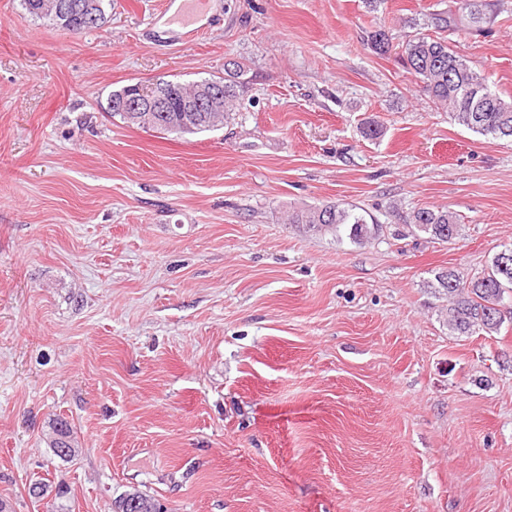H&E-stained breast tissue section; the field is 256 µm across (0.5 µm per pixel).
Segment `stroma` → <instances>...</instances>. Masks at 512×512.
I'll list each match as a JSON object with an SVG mask.
<instances>
[{
  "mask_svg": "<svg viewBox=\"0 0 512 512\" xmlns=\"http://www.w3.org/2000/svg\"><path fill=\"white\" fill-rule=\"evenodd\" d=\"M162 3L112 0L72 34L0 0V503L48 512L62 485L64 512L133 491L167 512H512V322L452 335L431 288L512 244V142L459 126L362 42L449 0H212L192 44ZM501 4L457 50L512 95ZM231 58L252 84L219 129L107 109ZM326 203L381 235L284 221ZM424 206L457 215L452 243L400 225Z\"/></svg>",
  "mask_w": 512,
  "mask_h": 512,
  "instance_id": "obj_1",
  "label": "stroma"
}]
</instances>
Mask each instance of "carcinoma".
Masks as SVG:
<instances>
[{
    "mask_svg": "<svg viewBox=\"0 0 512 512\" xmlns=\"http://www.w3.org/2000/svg\"><path fill=\"white\" fill-rule=\"evenodd\" d=\"M500 13L495 0H456L446 10L427 16L430 36L418 32L401 39L381 26L366 33V44L375 53L387 55L397 51L404 69L415 78L419 92L440 109H448L455 122L482 136L512 141V96L491 88L486 77L474 70L450 44L448 36L464 32L486 34ZM244 63L230 59L224 63V111L201 112L199 121L187 119L179 111L187 84L164 80L169 87V112H153V129L172 133L197 134L211 131L232 119L242 108L250 80L245 78ZM415 232L438 243H448L458 233L457 216L444 209L420 207L399 216ZM288 223L299 224L306 233H331L346 237L353 244H362L379 236L382 225L357 211L354 205L323 204L294 211ZM435 292L448 300L445 309L448 331L457 336L498 332L505 317L495 309L507 296H512V265L504 270L499 255H494L487 270L477 276L442 270L435 274ZM51 447H74L73 429L65 419L54 425Z\"/></svg>",
    "mask_w": 512,
    "mask_h": 512,
    "instance_id": "carcinoma-1",
    "label": "carcinoma"
}]
</instances>
